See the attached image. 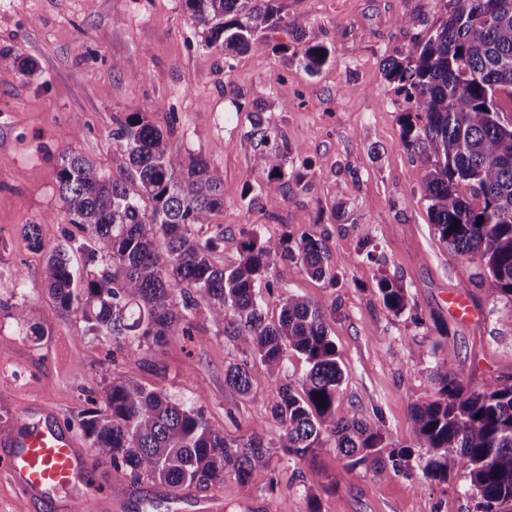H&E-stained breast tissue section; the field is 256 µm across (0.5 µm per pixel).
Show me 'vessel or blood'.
Instances as JSON below:
<instances>
[{
  "label": "vessel or blood",
  "mask_w": 512,
  "mask_h": 512,
  "mask_svg": "<svg viewBox=\"0 0 512 512\" xmlns=\"http://www.w3.org/2000/svg\"><path fill=\"white\" fill-rule=\"evenodd\" d=\"M91 457L72 430L58 425L50 408L32 405L0 427V475L24 497L42 501L88 483Z\"/></svg>",
  "instance_id": "1"
}]
</instances>
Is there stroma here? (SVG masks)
<instances>
[{"instance_id": "obj_1", "label": "stroma", "mask_w": 512, "mask_h": 512, "mask_svg": "<svg viewBox=\"0 0 512 512\" xmlns=\"http://www.w3.org/2000/svg\"><path fill=\"white\" fill-rule=\"evenodd\" d=\"M446 0H278L283 15L304 18L331 50L318 73L297 57L299 44L280 32L255 38L225 57L206 46V33L187 18L184 0H0V425L28 403L56 409L73 430L112 381L135 377L187 404L201 405L225 437L256 435L270 442L269 467L244 481L225 477L206 488L176 492L142 479L122 512H475L466 474L447 484L424 482L425 449L418 444L412 403L431 399L437 370L479 387L512 375V301L498 296L477 264L440 242L417 186L426 173L400 142L406 108L387 83L383 64L427 37L445 16ZM287 44L289 55L274 53ZM34 62L33 74L19 68ZM296 93L289 109L275 99L280 80ZM263 106L266 124L297 152L289 172L304 186L287 197H261L248 207V188L261 181L253 165L251 113ZM148 113L160 129L175 128L174 151L206 159L224 182V208L197 236L223 234L213 255L220 266L239 258L241 231L265 238L309 235L343 256L336 283L291 269L282 288L256 294L268 316L288 296H305L329 314L344 379L337 416L384 421L390 443L412 449L410 475L380 478L351 469L333 449L316 464L280 448L264 388L244 397L224 383V371L244 354L224 334L206 302L189 313V330L127 355L92 334L81 313L61 315L45 296L43 253L25 227L38 225L45 245L81 238L66 222L58 193L59 154L74 149L100 171L122 177L111 151L115 119ZM344 218H335L337 209ZM376 251L377 261L366 254ZM403 284L408 305L386 309L380 277ZM463 296L471 314L461 320L448 301ZM36 308L34 333L16 322ZM98 487L69 491L35 504L0 481V512H86L108 493H120L107 466Z\"/></svg>"}]
</instances>
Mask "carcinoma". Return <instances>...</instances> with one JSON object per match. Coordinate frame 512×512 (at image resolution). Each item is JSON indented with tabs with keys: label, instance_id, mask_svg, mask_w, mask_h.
Instances as JSON below:
<instances>
[{
	"label": "carcinoma",
	"instance_id": "carcinoma-1",
	"mask_svg": "<svg viewBox=\"0 0 512 512\" xmlns=\"http://www.w3.org/2000/svg\"><path fill=\"white\" fill-rule=\"evenodd\" d=\"M184 2L189 19L208 33L206 45L226 55L244 52L259 34L284 30L300 42L307 69L328 62L319 34L303 18L283 16L276 0ZM450 2L427 38L385 60L384 76L407 103L401 145L427 168L420 190L439 240L478 263L495 293L512 301V0ZM252 115L253 163L263 176L258 193L286 197L284 174L295 149L264 125L261 111ZM174 132L155 127L146 112L116 118L111 149L125 160L123 179L105 176L72 149L61 154L59 196L68 223L84 237L47 250L41 276L49 301L64 314L81 311L95 336H111L134 354L146 341L160 344L204 300L245 355L227 367L224 382L243 396L265 386L280 447L313 461L329 446L346 466L373 478L389 467L412 476L411 450L389 444L381 423L336 417L343 370L325 311L290 295L269 319L254 293L263 278L270 289L286 287L290 267L334 286L344 258L306 234L273 239L246 228L237 264L216 266L212 255L224 233L203 239L192 227L224 209V185L207 160L172 150ZM377 286L390 312L406 308L400 282L382 277ZM288 351L308 365L297 381L283 366ZM435 385V399L411 408L428 452L425 481L446 484L457 468L469 476L476 512H512V380L471 389L445 371ZM105 393L104 406L82 427L95 463L119 480L146 477L176 491L222 483L227 475L244 480L268 464L263 439L227 440L200 406L134 378L112 382Z\"/></svg>",
	"mask_w": 512,
	"mask_h": 512
}]
</instances>
